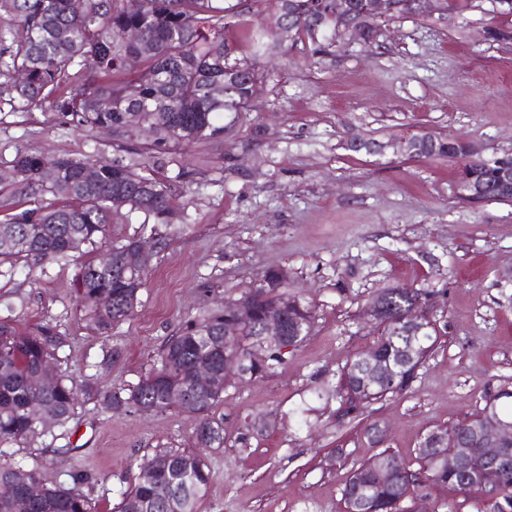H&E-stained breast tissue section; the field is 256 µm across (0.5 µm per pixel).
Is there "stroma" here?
I'll return each instance as SVG.
<instances>
[{
	"label": "stroma",
	"mask_w": 512,
	"mask_h": 512,
	"mask_svg": "<svg viewBox=\"0 0 512 512\" xmlns=\"http://www.w3.org/2000/svg\"><path fill=\"white\" fill-rule=\"evenodd\" d=\"M236 58L253 56L245 35H265L272 0H226ZM512 27L490 0L427 20L383 18L373 43L316 51L275 41L250 111L221 115L217 135L170 149L183 213L162 231L134 314L102 336L85 319L76 267L100 256L85 247L41 266L0 268V321L55 326L67 336L64 374L102 388L134 384L183 321L238 298L264 271H287L289 291L315 315L310 336L268 375L227 387L216 413L224 445L206 450L212 480L199 512H344L353 464L387 448L411 460L437 426L468 419L484 396L512 391V203L455 199L456 161L353 154L348 136L462 137L484 155L512 154ZM94 153L130 161L109 131L64 123L49 104L30 108L0 95V212L25 199L12 161L18 149ZM399 286L429 294L438 342L409 389L345 414L336 383L376 338L375 293ZM120 359L101 361L110 348ZM192 416L113 410L81 401L66 427L8 446L12 460L46 481L82 489L112 512L141 463L163 449L194 448Z\"/></svg>",
	"instance_id": "35a3bbf8"
}]
</instances>
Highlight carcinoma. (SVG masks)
<instances>
[{
	"label": "carcinoma",
	"instance_id": "obj_1",
	"mask_svg": "<svg viewBox=\"0 0 512 512\" xmlns=\"http://www.w3.org/2000/svg\"><path fill=\"white\" fill-rule=\"evenodd\" d=\"M280 16L292 15L293 39L316 41L318 36L341 44L339 22L327 14L326 0H277ZM230 6L224 0H0V87L15 94L23 106L52 102L54 109L82 128H107L124 147L137 129L153 140L135 146L142 153L162 147L190 145L217 134L215 116L220 112H247L250 88L261 75L252 62L229 60L232 48L224 39ZM20 26L24 36H12ZM139 31L154 49L125 38ZM23 70L28 79L16 82ZM236 86L233 98H224V81ZM168 98L172 107L154 110V103ZM416 158L454 159L469 168L483 186V198L455 196L473 205L495 201L499 195L491 182L512 156L471 158L464 140L442 138L414 154ZM56 174L42 172L39 154L24 150L16 155L14 171L20 182L62 200L58 206L38 200L21 202L16 210L0 216V265L26 258L36 264L68 256L82 247L107 240L112 223V199L123 198L132 210L163 223L178 210L173 178L145 173L119 161L94 155L62 154L53 158ZM128 238L109 246V267L88 260L75 274L78 303L95 330L108 336L134 312L144 288L150 262L139 268L118 263L135 245ZM406 289L386 288L374 297L385 307L386 317L397 320L412 299ZM246 305L255 312L253 322L239 325L234 310ZM284 318L307 337L314 315L308 305L288 294L281 270L264 272L259 284L224 306L209 309L182 324L162 344L150 371L128 388L103 389L86 381H68L56 366L67 337L46 324L17 329L0 324V454L2 447L30 441L51 427L64 426L74 414L80 397L102 401L114 409L142 406L156 412H181L171 396L179 394L198 411L195 439L200 448L224 447V419L215 409L224 401V387L246 377H262L284 361L281 345L261 333L264 318ZM240 332V371L224 373V329ZM437 326L421 332L420 360L396 369L392 381L367 378L358 359L343 368L337 394L351 411L364 409L409 387L417 370L432 352ZM403 340L387 325L374 342L378 355L394 362ZM207 364L222 373L209 390L192 383L196 366ZM51 369L50 382L32 384V378ZM152 468L147 478L122 493L115 512H197L211 474L202 457L192 451L156 452L142 468ZM41 486L36 499L25 496L30 484ZM48 482L39 468L21 462L0 463V512H97L96 503L80 489ZM422 489L478 494L487 512H512V466L502 475L495 492L481 488L474 475L463 482L455 458L438 457L418 447L414 462H407L384 448L355 466L346 476L342 498L345 512H403V504Z\"/></svg>",
	"mask_w": 512,
	"mask_h": 512
}]
</instances>
